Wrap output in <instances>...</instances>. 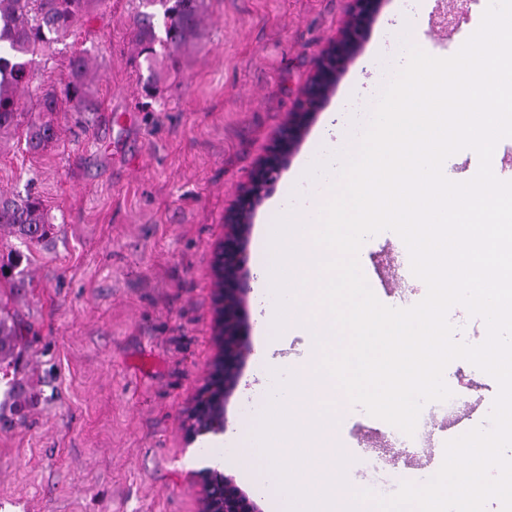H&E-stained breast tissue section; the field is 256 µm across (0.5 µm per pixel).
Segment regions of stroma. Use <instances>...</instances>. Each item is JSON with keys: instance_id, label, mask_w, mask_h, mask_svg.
Returning a JSON list of instances; mask_svg holds the SVG:
<instances>
[{"instance_id": "35a3bbf8", "label": "stroma", "mask_w": 512, "mask_h": 512, "mask_svg": "<svg viewBox=\"0 0 512 512\" xmlns=\"http://www.w3.org/2000/svg\"><path fill=\"white\" fill-rule=\"evenodd\" d=\"M449 0H382L361 49L306 124L256 208L245 279L248 353L224 402V435L259 421L246 407L272 389L273 372L313 358L305 328L258 349L263 226L273 197L305 203L299 164L320 155L321 132L356 135L351 107L374 95L377 61L408 41L448 58L480 26L484 7L457 23L447 48L425 36ZM352 0H205L194 43L148 69L132 37L141 0H103L88 19L32 60L21 93L26 121L57 138L30 153L21 132L0 133V192L38 194L53 226L31 247L28 285L0 302L29 329L17 365L23 415L0 406V512H200L195 473L208 467L188 416L220 352L215 259L224 216L296 111ZM90 60L87 111H40L46 91ZM160 79L154 96L144 86ZM223 472L260 512L279 491L254 469Z\"/></svg>"}]
</instances>
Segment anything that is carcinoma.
<instances>
[{
    "label": "carcinoma",
    "mask_w": 512,
    "mask_h": 512,
    "mask_svg": "<svg viewBox=\"0 0 512 512\" xmlns=\"http://www.w3.org/2000/svg\"><path fill=\"white\" fill-rule=\"evenodd\" d=\"M93 0H0V131L16 129L23 114L20 91L30 82V56L50 46L73 25L88 15ZM163 10L165 40L157 42L155 18L151 8ZM146 10L138 14L135 40L145 61L157 56L155 44L167 50L179 48L198 35L203 0H145ZM89 62L82 56L71 60V78L60 91H47L40 109L54 112L65 105L72 112H84L85 78ZM56 137L50 124L31 125L25 131V144L31 151H39ZM7 229L25 243H40L51 232L39 199L30 195L24 199L0 196V229ZM23 253L12 251L7 261L0 263V289L21 288L24 278L15 273ZM26 329L7 315L0 305V378L4 379L15 367L23 353Z\"/></svg>",
    "instance_id": "cac0c4a2"
}]
</instances>
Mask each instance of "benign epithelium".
I'll use <instances>...</instances> for the list:
<instances>
[{
  "instance_id": "obj_1",
  "label": "benign epithelium",
  "mask_w": 512,
  "mask_h": 512,
  "mask_svg": "<svg viewBox=\"0 0 512 512\" xmlns=\"http://www.w3.org/2000/svg\"><path fill=\"white\" fill-rule=\"evenodd\" d=\"M380 0H353L351 19L318 64L301 110L280 133L270 154L259 164L236 206L224 216V242L216 266L221 353L209 370L191 414L188 432L197 437L224 431V400L235 388L247 353L243 279L247 269V231L266 188L288 162L307 117L329 96L337 77L366 38ZM201 485L202 512H258L256 506L223 472L206 468L196 474Z\"/></svg>"
}]
</instances>
